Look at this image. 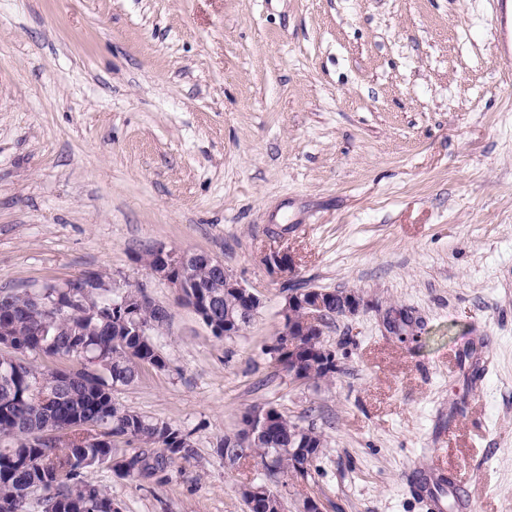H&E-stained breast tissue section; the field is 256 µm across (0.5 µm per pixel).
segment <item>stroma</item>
<instances>
[{
  "mask_svg": "<svg viewBox=\"0 0 512 512\" xmlns=\"http://www.w3.org/2000/svg\"><path fill=\"white\" fill-rule=\"evenodd\" d=\"M493 0H0V289L95 272L145 281L171 316L168 367L116 402L192 434L157 477L91 476L122 512H246L257 467L217 453L273 405L322 431L323 512H430L434 461L470 512H512V58ZM163 242L221 260L263 299L215 338L140 258ZM294 280L352 289L327 325L338 369L313 391L266 349ZM421 322L399 339L387 320Z\"/></svg>",
  "mask_w": 512,
  "mask_h": 512,
  "instance_id": "35a3bbf8",
  "label": "stroma"
}]
</instances>
